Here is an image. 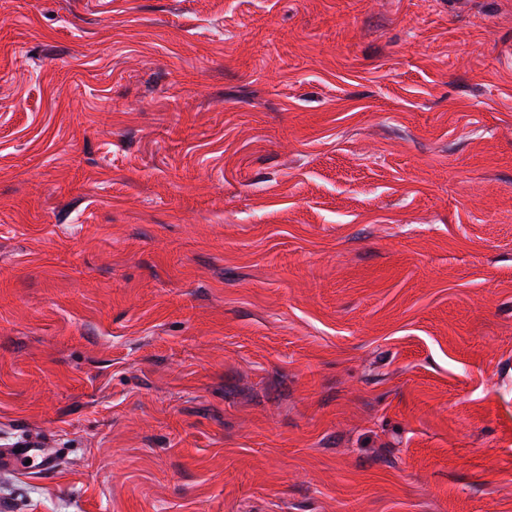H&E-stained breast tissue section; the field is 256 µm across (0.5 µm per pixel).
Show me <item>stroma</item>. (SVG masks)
<instances>
[{"label":"stroma","mask_w":512,"mask_h":512,"mask_svg":"<svg viewBox=\"0 0 512 512\" xmlns=\"http://www.w3.org/2000/svg\"><path fill=\"white\" fill-rule=\"evenodd\" d=\"M0 512H512V0H0ZM37 440L25 439L0 448V466L13 470L28 469L23 474L47 473L57 466V460L48 448H41ZM31 459L29 465H25Z\"/></svg>","instance_id":"1"}]
</instances>
